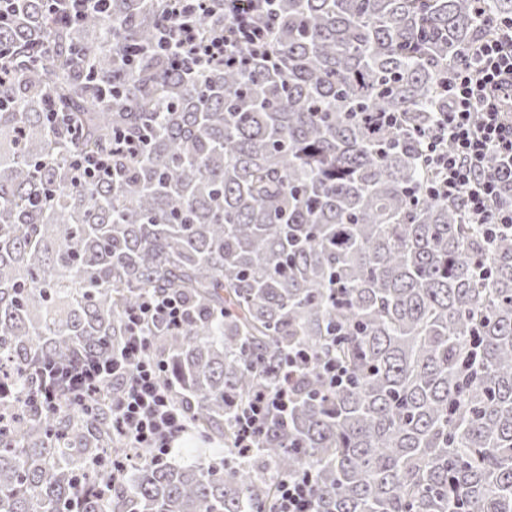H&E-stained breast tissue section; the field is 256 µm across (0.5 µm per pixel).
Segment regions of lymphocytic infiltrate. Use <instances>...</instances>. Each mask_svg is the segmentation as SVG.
Here are the masks:
<instances>
[{"label": "lymphocytic infiltrate", "mask_w": 512, "mask_h": 512, "mask_svg": "<svg viewBox=\"0 0 512 512\" xmlns=\"http://www.w3.org/2000/svg\"><path fill=\"white\" fill-rule=\"evenodd\" d=\"M214 7V0H172L153 49L176 74L198 78L224 66H244L253 57H270L273 0H224L225 23L200 34V15ZM466 57L449 70L448 110L424 138V163L434 174L426 190L436 198L462 201L484 238L492 240L512 231V200L503 199V176L512 175V16L493 22L490 33L474 42ZM491 155L497 157L499 171L487 170ZM185 314L177 296L145 294L128 316V336L119 353L104 360L76 356L41 363L35 400L50 407L62 395L78 400L121 380L122 391L112 402L113 426L128 447L170 454L175 436L187 428V415L161 381L163 363L151 355L145 329L179 325ZM306 365L305 355L289 354L275 389L256 396L237 414L240 447H251L272 414L287 412L291 380ZM314 505L311 479L281 477L275 512H314Z\"/></svg>", "instance_id": "1"}]
</instances>
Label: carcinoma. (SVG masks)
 <instances>
[{
	"mask_svg": "<svg viewBox=\"0 0 512 512\" xmlns=\"http://www.w3.org/2000/svg\"><path fill=\"white\" fill-rule=\"evenodd\" d=\"M20 4L0 21V512H274L305 472L315 512H512V234L488 245L428 195L422 156L479 14L512 0H275L276 67L193 80L152 52L169 0ZM118 126L137 154L77 179ZM149 292L186 309L146 335L205 440L187 460L123 447L117 383L30 402L44 360L117 352ZM298 350L288 414L237 447V411ZM55 11L61 17H69L83 12L102 13L106 11L112 0H50ZM76 173L85 178L97 181L112 179V151L97 155L79 156L75 160Z\"/></svg>",
	"mask_w": 512,
	"mask_h": 512,
	"instance_id": "1",
	"label": "carcinoma"
}]
</instances>
